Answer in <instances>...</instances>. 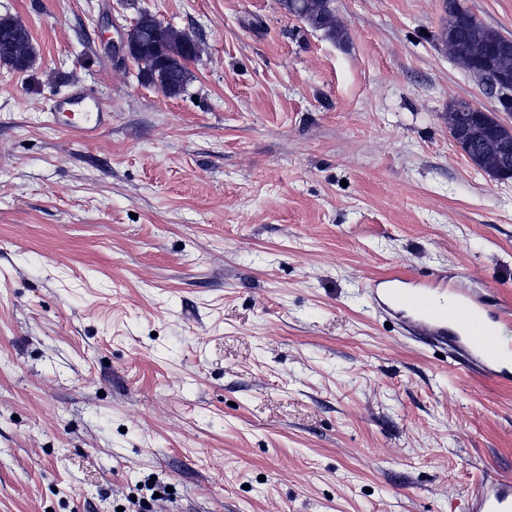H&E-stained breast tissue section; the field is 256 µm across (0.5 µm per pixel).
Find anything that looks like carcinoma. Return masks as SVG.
<instances>
[{"instance_id": "carcinoma-1", "label": "carcinoma", "mask_w": 512, "mask_h": 512, "mask_svg": "<svg viewBox=\"0 0 512 512\" xmlns=\"http://www.w3.org/2000/svg\"><path fill=\"white\" fill-rule=\"evenodd\" d=\"M288 13L300 18L311 28L320 30L334 41H342L347 35L344 25L336 17L332 0H281ZM448 22L443 26L438 39L448 43V29H453L455 39L469 50H474L485 40L500 36V33L485 25L474 14L460 12L457 0H446ZM138 39L144 46L165 44L175 56L173 68L159 77L162 91L177 96L191 80L187 62L197 56L198 45L190 37L172 27H156L147 13L137 18ZM36 51L26 26L16 17L9 16L0 30V62L16 70H26L34 62Z\"/></svg>"}]
</instances>
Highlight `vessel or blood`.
Instances as JSON below:
<instances>
[{
  "label": "vessel or blood",
  "mask_w": 512,
  "mask_h": 512,
  "mask_svg": "<svg viewBox=\"0 0 512 512\" xmlns=\"http://www.w3.org/2000/svg\"><path fill=\"white\" fill-rule=\"evenodd\" d=\"M85 100L83 90L73 89L53 100L50 116L67 115ZM437 287L433 280L396 275L377 281L373 291L388 310L428 335L452 339L493 377L512 383V337L504 333L512 326V315L490 313L487 304L453 289L446 300H439L434 295ZM468 512H512V480L491 477L481 481L469 493Z\"/></svg>",
  "instance_id": "b4317fda"
}]
</instances>
